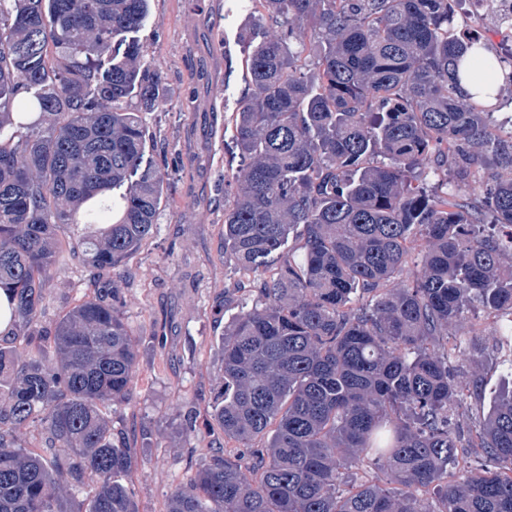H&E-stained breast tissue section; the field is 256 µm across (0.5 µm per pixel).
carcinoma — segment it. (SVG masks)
<instances>
[{
	"instance_id": "carcinoma-1",
	"label": "carcinoma",
	"mask_w": 512,
	"mask_h": 512,
	"mask_svg": "<svg viewBox=\"0 0 512 512\" xmlns=\"http://www.w3.org/2000/svg\"><path fill=\"white\" fill-rule=\"evenodd\" d=\"M150 0H0V512H139L108 409L137 355L115 288L38 328L64 248L112 271L153 233L166 174L146 156L159 70L125 42ZM279 33L250 45L224 262L271 275L224 325L213 419L252 461L216 455L167 512H512V391L457 484L459 386L440 344L482 309L512 335V136L497 94L470 93L488 46L453 25L463 0H259ZM125 45L123 52L115 44ZM445 172L443 190L426 186ZM84 224L90 232L65 238ZM301 228L300 260L282 259ZM421 270L395 279L415 243ZM31 346L18 359L15 343ZM36 425L50 457L17 443ZM363 463L382 485L357 482ZM94 488L71 506L59 479ZM434 485L435 506L412 493ZM463 451L459 457V464L454 468L448 469V484L461 481L471 471L482 468L485 463V457L481 448H462Z\"/></svg>"
}]
</instances>
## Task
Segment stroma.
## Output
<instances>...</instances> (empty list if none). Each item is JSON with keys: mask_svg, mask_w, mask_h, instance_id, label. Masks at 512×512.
Wrapping results in <instances>:
<instances>
[{"mask_svg": "<svg viewBox=\"0 0 512 512\" xmlns=\"http://www.w3.org/2000/svg\"><path fill=\"white\" fill-rule=\"evenodd\" d=\"M259 9L257 0H151L133 35L168 89L165 106L142 118L150 157L169 181L152 235L101 280L119 288L137 351L131 397L113 405L109 419L129 439L127 482L141 512H166L171 488L211 461L215 448L232 459L240 454L211 412L224 379L219 339L238 312L224 298L255 280L224 263V211L233 202L224 187L238 165L235 115L251 91L243 34ZM95 293L82 258L64 255L49 281L42 326ZM495 328L492 314L480 310L450 327L444 343L456 379L481 385L463 393L454 411L467 447L448 471L452 484L484 464L478 435L494 398L512 389V338Z\"/></svg>", "mask_w": 512, "mask_h": 512, "instance_id": "1", "label": "stroma"}]
</instances>
